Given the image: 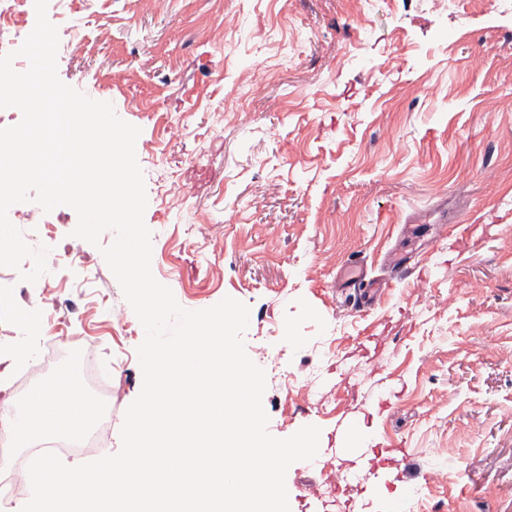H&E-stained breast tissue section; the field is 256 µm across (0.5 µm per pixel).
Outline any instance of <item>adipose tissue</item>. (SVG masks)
I'll use <instances>...</instances> for the list:
<instances>
[{
	"instance_id": "1",
	"label": "adipose tissue",
	"mask_w": 512,
	"mask_h": 512,
	"mask_svg": "<svg viewBox=\"0 0 512 512\" xmlns=\"http://www.w3.org/2000/svg\"><path fill=\"white\" fill-rule=\"evenodd\" d=\"M30 410L14 420L10 433L24 439L50 426L57 436L71 438L83 431L98 414L97 406L83 397L72 378L61 374L53 384L42 385L29 404Z\"/></svg>"
}]
</instances>
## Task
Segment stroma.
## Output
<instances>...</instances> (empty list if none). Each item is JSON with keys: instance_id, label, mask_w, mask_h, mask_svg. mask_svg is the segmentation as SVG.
Here are the masks:
<instances>
[{"instance_id": "1", "label": "stroma", "mask_w": 512, "mask_h": 512, "mask_svg": "<svg viewBox=\"0 0 512 512\" xmlns=\"http://www.w3.org/2000/svg\"><path fill=\"white\" fill-rule=\"evenodd\" d=\"M47 15L60 79L141 130L157 281L187 310L245 303L269 432L318 426L320 454L360 469L343 492L293 463L290 512H416L440 469L428 512H512V0H49ZM10 220L52 262L77 214L32 203ZM100 246L81 242L78 286L52 270L23 296L0 267V375L21 353L35 386L68 368L43 363L44 328L90 348L112 369L114 454L145 331ZM354 261L383 283L366 312L343 284Z\"/></svg>"}]
</instances>
